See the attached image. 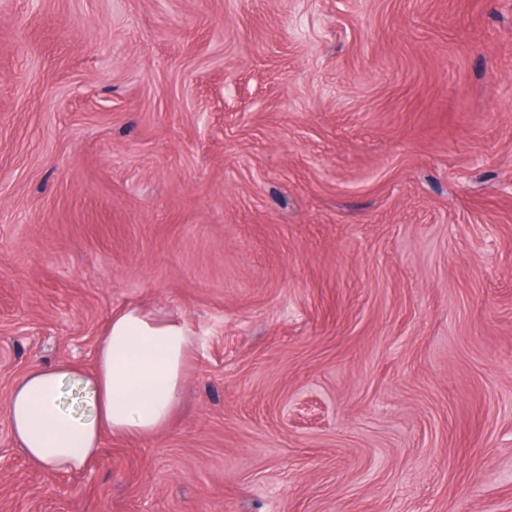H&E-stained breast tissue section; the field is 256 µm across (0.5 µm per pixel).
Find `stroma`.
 Listing matches in <instances>:
<instances>
[{"instance_id":"stroma-1","label":"stroma","mask_w":512,"mask_h":512,"mask_svg":"<svg viewBox=\"0 0 512 512\" xmlns=\"http://www.w3.org/2000/svg\"><path fill=\"white\" fill-rule=\"evenodd\" d=\"M181 406L78 472L3 409L112 313ZM0 512H512V0H0Z\"/></svg>"}]
</instances>
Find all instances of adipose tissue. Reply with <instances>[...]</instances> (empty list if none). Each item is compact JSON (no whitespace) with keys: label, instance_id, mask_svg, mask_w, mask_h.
<instances>
[{"label":"adipose tissue","instance_id":"ef3b65f1","mask_svg":"<svg viewBox=\"0 0 512 512\" xmlns=\"http://www.w3.org/2000/svg\"><path fill=\"white\" fill-rule=\"evenodd\" d=\"M191 348L179 318L136 306L114 314L93 371L57 363L15 384L5 415L19 449L38 467L78 471L106 437L154 436L172 418Z\"/></svg>","mask_w":512,"mask_h":512}]
</instances>
